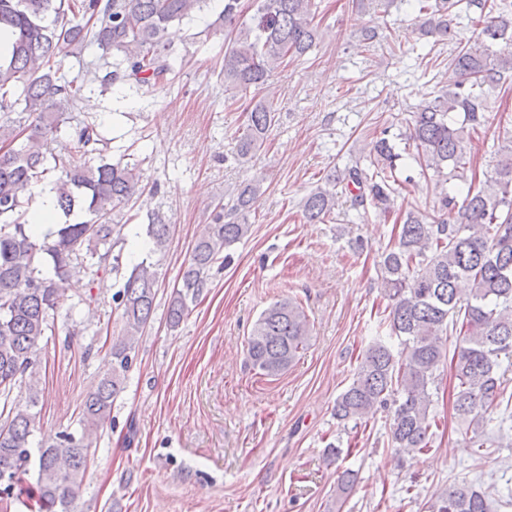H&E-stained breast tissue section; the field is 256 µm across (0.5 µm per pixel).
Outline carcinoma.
Instances as JSON below:
<instances>
[{"label":"carcinoma","mask_w":512,"mask_h":512,"mask_svg":"<svg viewBox=\"0 0 512 512\" xmlns=\"http://www.w3.org/2000/svg\"><path fill=\"white\" fill-rule=\"evenodd\" d=\"M214 0H0V31L11 36V51L0 57V114H27L26 122L0 124V504L22 500L32 512H69L90 465L91 435L109 419L124 389L137 336L148 325L156 296L152 266L132 267L115 295L125 335L112 340L111 369L81 404L80 434L40 450L35 485L25 489L37 404L35 384L28 399H11L20 378L33 368L49 316L59 307L66 284L78 269L96 281L112 261V216L136 194L141 175L122 160H107V139L98 125L67 126L88 85L105 91L116 83L163 86L173 82L170 44L174 23L209 8ZM211 23L224 34V92H247L254 103L237 137L234 160L244 165L262 151L276 123L277 103L265 95L268 81L290 61L304 58L321 37L314 19L317 0H221ZM425 36L445 45L453 26L466 20L480 27L477 42L451 53L453 79L409 112L412 160L421 175L435 177L432 212L410 207L394 211L395 197L408 175H396L402 154L383 129L361 164L344 169L337 182L355 205L370 204L378 214H395L391 240L381 253L382 288L389 300L385 322L400 339L395 350L378 337L366 348L351 383L336 398V419L356 424L379 409L389 412L388 443L397 453L427 451L432 443L433 403L429 385L448 366L453 380L455 418L467 425L475 448L500 444L512 419V150L496 165L495 176L476 183L479 158L468 150L473 134L486 126V90L512 83V0H414ZM86 45L100 50L90 62ZM73 56L79 73L64 71ZM66 135L64 155L47 148L48 138ZM450 180L463 183L448 188ZM55 193L65 222L43 240L34 238L28 219L35 189ZM261 195V184L236 188L227 211L193 245L180 284L170 298L168 320L177 327L207 287L208 273L224 250L251 233L247 216ZM308 224H323L336 209V188L318 187L301 202ZM170 227L151 218L147 236L166 247ZM310 332L304 308L281 300L265 309L247 339L248 358L262 375L276 377L298 357ZM456 336L454 349L447 340ZM498 417H487L491 409ZM357 476L338 473L336 493L351 492ZM428 512H492L489 493L469 483L434 495Z\"/></svg>","instance_id":"cac0c4a2"}]
</instances>
